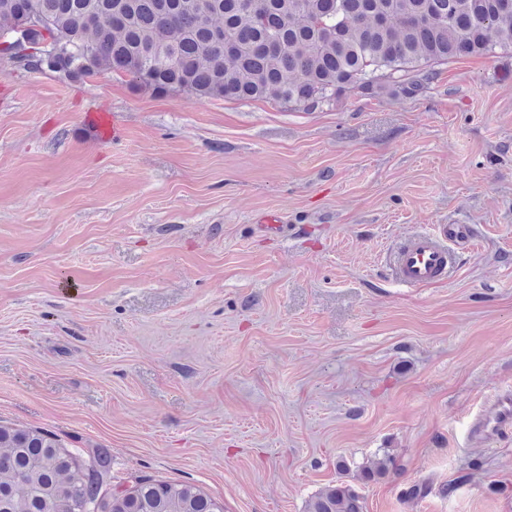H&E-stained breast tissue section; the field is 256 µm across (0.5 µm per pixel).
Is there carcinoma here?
I'll return each instance as SVG.
<instances>
[{
	"label": "carcinoma",
	"mask_w": 512,
	"mask_h": 512,
	"mask_svg": "<svg viewBox=\"0 0 512 512\" xmlns=\"http://www.w3.org/2000/svg\"><path fill=\"white\" fill-rule=\"evenodd\" d=\"M0 0V39L21 18L34 48L60 38L75 53L50 64L65 78L125 72L157 93L203 100H269L291 109L330 107L347 93L414 95L432 67L512 49V0ZM0 59L37 69V54L0 47ZM0 512H98L101 471L56 436L0 425ZM104 512H224L200 488L135 478ZM349 486H330L307 512H364Z\"/></svg>",
	"instance_id": "1"
}]
</instances>
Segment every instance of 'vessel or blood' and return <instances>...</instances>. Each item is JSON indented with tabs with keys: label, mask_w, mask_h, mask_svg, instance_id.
<instances>
[{
	"label": "vessel or blood",
	"mask_w": 512,
	"mask_h": 512,
	"mask_svg": "<svg viewBox=\"0 0 512 512\" xmlns=\"http://www.w3.org/2000/svg\"><path fill=\"white\" fill-rule=\"evenodd\" d=\"M85 122L98 136L119 140L116 122L106 114L91 111ZM467 229L445 224L405 237L398 246L387 249L381 256L392 278L410 289L444 282L457 269V250L470 244ZM512 432V395L498 398L476 421L473 435L491 440Z\"/></svg>",
	"instance_id": "b4317fda"
}]
</instances>
